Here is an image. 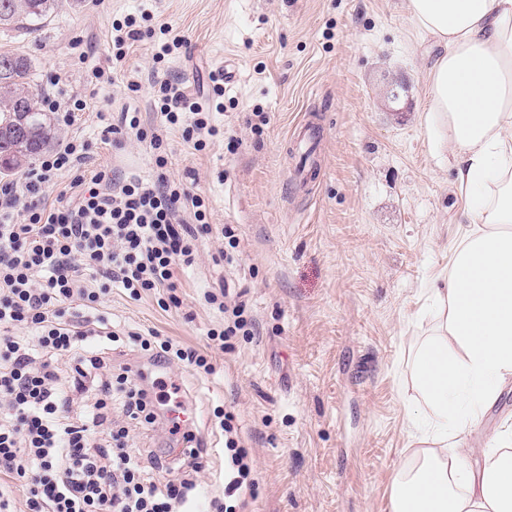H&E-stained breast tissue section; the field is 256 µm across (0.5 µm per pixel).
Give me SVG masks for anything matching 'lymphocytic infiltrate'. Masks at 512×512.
<instances>
[{
	"label": "lymphocytic infiltrate",
	"mask_w": 512,
	"mask_h": 512,
	"mask_svg": "<svg viewBox=\"0 0 512 512\" xmlns=\"http://www.w3.org/2000/svg\"><path fill=\"white\" fill-rule=\"evenodd\" d=\"M115 60L129 42H156V61L183 47L167 24L141 30L136 17L113 24ZM212 94L199 100L177 80H153L160 121L181 129L194 150L218 136L224 74H209ZM114 139L135 134L148 140L157 169L168 159L160 135H146L137 109L126 107L106 128ZM90 145L75 139L43 154L16 180L0 184V512H183L208 454L192 431L172 426L189 442L179 478H167L165 455L126 446L125 430H112V402L129 419L155 423L161 402L140 374L113 375L98 345L115 341L114 331L92 328L80 312L94 309L100 293L91 283L121 288L131 297L162 291L180 305L176 270L193 265L196 243L209 234L205 199L183 183L132 177L112 180L106 172L85 176ZM69 189L46 196L61 176ZM207 303L224 316L225 341L248 325L247 304L228 288L206 292ZM131 340L159 364H180L206 374L208 357L157 333L134 332ZM68 378H61V370ZM86 401L73 416L75 398ZM232 413H223L225 512H241L255 485L253 464Z\"/></svg>",
	"instance_id": "lymphocytic-infiltrate-1"
}]
</instances>
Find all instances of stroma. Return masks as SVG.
Instances as JSON below:
<instances>
[{
	"mask_svg": "<svg viewBox=\"0 0 512 512\" xmlns=\"http://www.w3.org/2000/svg\"><path fill=\"white\" fill-rule=\"evenodd\" d=\"M144 13L187 47L156 64L145 38L113 63V21ZM1 50L29 56L41 90L56 77L64 93L86 100L58 134L90 143V174L160 172L148 145L115 146L103 133L131 101L128 81H139L131 102L160 131L162 172L209 200L212 232L197 263L176 272L180 306L116 290L88 314L121 336L106 354L113 369L145 364L131 331H157L211 358L214 374L175 366L168 375L185 394L190 430L209 448L193 512H208L224 490L214 413L229 406L258 471L246 512H392L393 485L414 463L404 425L414 394L408 358L433 325L421 313L426 290L448 265L464 208L450 148H434L424 121L435 47L413 30L402 0H57L38 30L0 32ZM227 64L234 76L217 122L239 146L230 152L214 139L195 151L180 130L160 128L148 79L156 69L195 91ZM394 83L402 86L395 105L386 98ZM257 112L267 117L259 135L249 126ZM303 120L323 128L309 186L294 177L293 130ZM227 225L239 241L233 268L219 256ZM223 283L243 293L255 328L221 351L207 336L221 317L203 294ZM507 418L511 385L467 447L492 446Z\"/></svg>",
	"mask_w": 512,
	"mask_h": 512,
	"instance_id": "stroma-1",
	"label": "stroma"
}]
</instances>
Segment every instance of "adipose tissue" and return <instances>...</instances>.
Here are the masks:
<instances>
[{
	"label": "adipose tissue",
	"instance_id": "1",
	"mask_svg": "<svg viewBox=\"0 0 512 512\" xmlns=\"http://www.w3.org/2000/svg\"><path fill=\"white\" fill-rule=\"evenodd\" d=\"M406 10L439 47L427 118L454 147L467 206L432 284L437 321L410 362L418 465L397 480L394 512H512V424L478 463L462 445L512 384V0H406Z\"/></svg>",
	"mask_w": 512,
	"mask_h": 512
}]
</instances>
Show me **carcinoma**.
<instances>
[{
	"label": "carcinoma",
	"mask_w": 512,
	"mask_h": 512,
	"mask_svg": "<svg viewBox=\"0 0 512 512\" xmlns=\"http://www.w3.org/2000/svg\"><path fill=\"white\" fill-rule=\"evenodd\" d=\"M56 0H0V27L34 26L53 10ZM31 61L0 52V174L9 175L32 162L57 139L31 90ZM25 111H18V105Z\"/></svg>",
	"instance_id": "carcinoma-1"
}]
</instances>
